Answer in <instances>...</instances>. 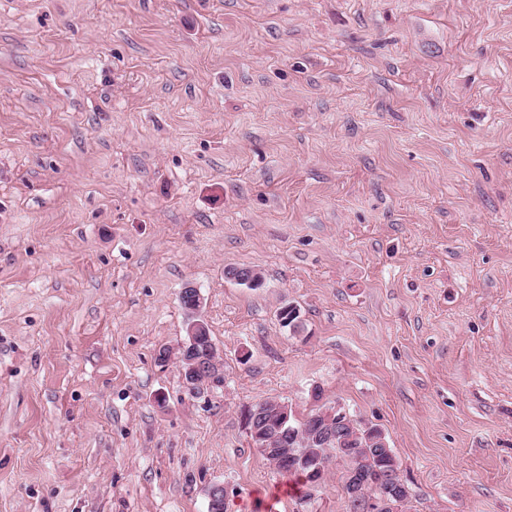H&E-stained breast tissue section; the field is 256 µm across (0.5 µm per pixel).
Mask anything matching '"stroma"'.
I'll return each instance as SVG.
<instances>
[{
  "label": "stroma",
  "mask_w": 512,
  "mask_h": 512,
  "mask_svg": "<svg viewBox=\"0 0 512 512\" xmlns=\"http://www.w3.org/2000/svg\"><path fill=\"white\" fill-rule=\"evenodd\" d=\"M270 399L381 428L405 512H512V0H0V512H260ZM180 300L188 316L187 338L178 350L179 368L185 382L197 378L209 381L224 377V361L219 359L214 345L212 354L203 360L194 355L197 342L207 336V324L200 319L199 312L203 304L200 290L194 285L186 284L180 292Z\"/></svg>",
  "instance_id": "obj_1"
}]
</instances>
